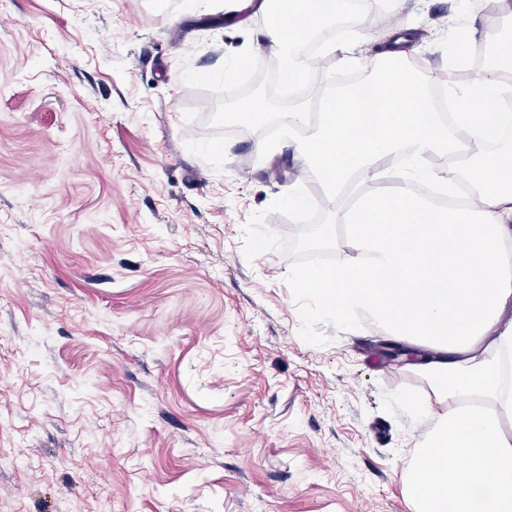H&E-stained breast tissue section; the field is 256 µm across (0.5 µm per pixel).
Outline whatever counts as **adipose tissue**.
<instances>
[{
	"label": "adipose tissue",
	"mask_w": 512,
	"mask_h": 512,
	"mask_svg": "<svg viewBox=\"0 0 512 512\" xmlns=\"http://www.w3.org/2000/svg\"><path fill=\"white\" fill-rule=\"evenodd\" d=\"M347 0H261L268 24L263 43L281 62L284 81L297 84L311 68L305 45L323 23L341 15ZM412 37L389 34L371 78L323 94L319 120L308 105L282 113L288 145L325 193L344 200L321 237L346 228L351 260L316 276L307 291L320 294L331 318L368 315L388 335L405 341L411 370L429 392L416 416H432L416 450L411 495L417 512H512V392L501 377L503 348H512V34L485 28L463 47L490 51L486 74L464 92L448 90L455 104L441 117L427 81L406 58ZM473 146L460 168L461 139ZM407 152V171L387 197L358 194L349 183L376 179L386 160ZM448 162L445 186L469 182L460 208L434 205L422 189L427 160Z\"/></svg>",
	"instance_id": "obj_1"
}]
</instances>
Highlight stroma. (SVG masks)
Segmentation results:
<instances>
[{
  "label": "stroma",
  "instance_id": "35a3bbf8",
  "mask_svg": "<svg viewBox=\"0 0 512 512\" xmlns=\"http://www.w3.org/2000/svg\"><path fill=\"white\" fill-rule=\"evenodd\" d=\"M472 11L351 21L241 134L224 106L275 57L239 0H0V456L22 460L0 464V512H415L404 402L427 385L301 289L347 244L316 241L336 202L267 129L359 73L339 52L373 57L379 28L467 86L485 68L448 33Z\"/></svg>",
  "mask_w": 512,
  "mask_h": 512
}]
</instances>
